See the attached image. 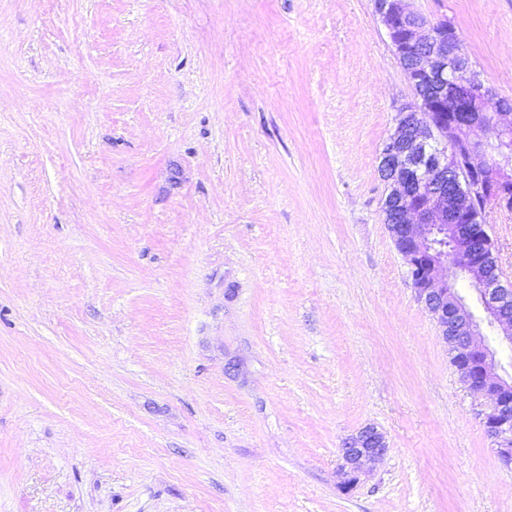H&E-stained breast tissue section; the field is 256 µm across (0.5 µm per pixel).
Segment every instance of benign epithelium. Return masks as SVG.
<instances>
[{
    "instance_id": "1",
    "label": "benign epithelium",
    "mask_w": 512,
    "mask_h": 512,
    "mask_svg": "<svg viewBox=\"0 0 512 512\" xmlns=\"http://www.w3.org/2000/svg\"><path fill=\"white\" fill-rule=\"evenodd\" d=\"M413 100L394 116L379 172L390 187L387 229L405 258L417 300L449 345L463 385L490 402L482 424L500 460L512 466V376L497 372L496 353L481 330L486 322L512 346V285L488 272L495 253L486 231L492 210L512 212V99L503 98L469 67L455 26L428 20L409 0H374ZM494 124L496 142L470 132ZM480 204L481 224L461 201ZM453 268L471 296L444 271ZM388 451L385 434L366 425L340 448L341 488L360 482L367 462Z\"/></svg>"
}]
</instances>
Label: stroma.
I'll return each instance as SVG.
<instances>
[{
    "mask_svg": "<svg viewBox=\"0 0 512 512\" xmlns=\"http://www.w3.org/2000/svg\"><path fill=\"white\" fill-rule=\"evenodd\" d=\"M411 5L512 97V0ZM412 97L374 0H0V512H512L383 219ZM388 448L385 434L373 425H365L346 438L340 448L342 490L348 493L356 487L365 473L366 462L384 457Z\"/></svg>",
    "mask_w": 512,
    "mask_h": 512,
    "instance_id": "35a3bbf8",
    "label": "stroma"
}]
</instances>
